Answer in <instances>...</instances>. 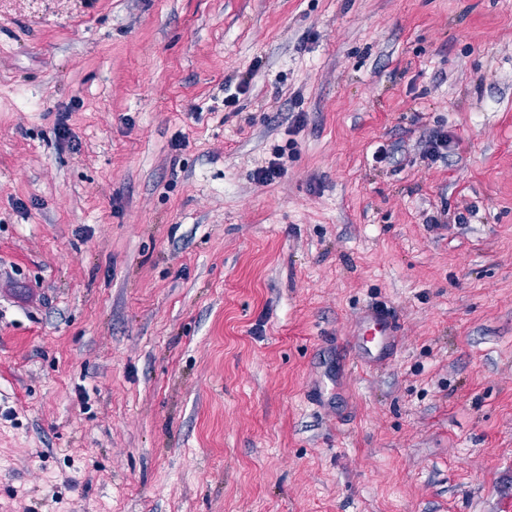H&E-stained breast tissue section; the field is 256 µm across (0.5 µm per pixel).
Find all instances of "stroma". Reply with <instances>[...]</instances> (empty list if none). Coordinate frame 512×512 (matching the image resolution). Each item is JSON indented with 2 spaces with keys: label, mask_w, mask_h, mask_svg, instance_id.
I'll return each instance as SVG.
<instances>
[{
  "label": "stroma",
  "mask_w": 512,
  "mask_h": 512,
  "mask_svg": "<svg viewBox=\"0 0 512 512\" xmlns=\"http://www.w3.org/2000/svg\"><path fill=\"white\" fill-rule=\"evenodd\" d=\"M0 512H512V0H0Z\"/></svg>",
  "instance_id": "1"
}]
</instances>
